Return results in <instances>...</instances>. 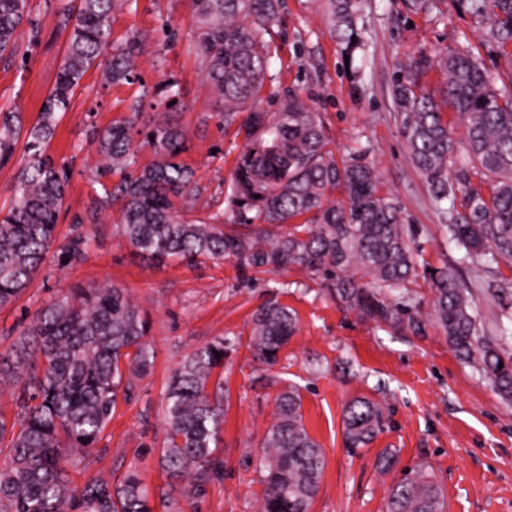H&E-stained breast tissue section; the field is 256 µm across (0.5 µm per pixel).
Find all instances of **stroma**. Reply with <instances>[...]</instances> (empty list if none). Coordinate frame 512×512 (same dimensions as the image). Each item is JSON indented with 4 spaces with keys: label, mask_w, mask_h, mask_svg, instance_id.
I'll return each instance as SVG.
<instances>
[{
    "label": "stroma",
    "mask_w": 512,
    "mask_h": 512,
    "mask_svg": "<svg viewBox=\"0 0 512 512\" xmlns=\"http://www.w3.org/2000/svg\"><path fill=\"white\" fill-rule=\"evenodd\" d=\"M30 4L37 37L20 35L17 53L0 59V111L18 113L28 128L65 55L58 16L75 9L78 0ZM359 26L364 47L349 60L331 32L325 0H282L261 106L275 110V97L293 89L322 112L337 151H365L384 189L399 201L421 265L442 268L459 253L442 231L444 214L409 160L391 90L398 61L454 45L460 33L471 32V21L452 10L447 22L433 24L409 17L395 0H365ZM192 28L191 0H134L114 12L115 44L136 32L148 41L138 80L106 87L99 68H91L46 144L47 153L70 172L59 233L76 229L87 235V257L66 269L45 266L15 304L0 309V352L9 348L13 331L59 290L107 279L127 288L147 315L156 361L152 374L137 382L132 400L118 404L97 446L104 478L115 479L139 464L153 501H160L167 486L157 468L165 382L184 356L225 336L236 348L224 361V476L207 486L197 512H256L262 492L259 442L275 410V374L300 387L304 423L325 453L311 512H385L389 488L421 462L443 488L446 512H512V403L456 356L434 324L420 335L377 327L322 295L297 269L264 275L249 286L230 259L159 263L133 252L111 211L96 212L102 188L92 178L97 157L89 147L91 130L131 116L147 124L150 100L174 82L181 99L173 117L186 133L181 159L195 169L203 189L199 214L216 223L227 220L242 143L224 132L200 76ZM77 215L84 224L73 225ZM464 278L481 326L497 334L502 302L488 292L477 269L466 268ZM273 295L296 311L299 331L270 371L253 361L247 343L252 313ZM356 396L387 402L390 414L370 447L353 453L343 445L342 413ZM390 448L397 460L384 471L377 461Z\"/></svg>",
    "instance_id": "1"
}]
</instances>
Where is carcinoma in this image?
<instances>
[{"label":"carcinoma","instance_id":"cac0c4a2","mask_svg":"<svg viewBox=\"0 0 512 512\" xmlns=\"http://www.w3.org/2000/svg\"><path fill=\"white\" fill-rule=\"evenodd\" d=\"M131 0H79L61 13L66 51L39 121L23 130L19 116L0 113V163L26 137L14 203L0 212V308L16 303L52 260L64 269L86 257L81 233L55 246L70 173L45 154L57 113L69 110L86 72L103 65L107 83L137 76L146 39L134 35L103 59L114 11ZM332 31L348 56L361 48L357 21L363 0H326ZM406 13L443 23L451 4L468 16L482 42L512 62V0H396ZM192 47L201 76L224 117V129L243 141L230 186L231 216L214 224L194 215L201 196L195 170L180 159L184 129L168 103L180 96L166 86L144 129L115 121L94 141L97 182L116 172L97 207L119 205L117 226L140 255L188 265L232 259L246 281L298 268L319 292L365 321L420 334L441 328L460 360L474 365L502 399L512 402V348L478 327L473 295L459 277L468 264L491 275L512 264V70L488 69L469 41L398 63L392 85L400 135L436 204L460 206L445 225L463 251L457 264L430 273L433 297L421 310L410 285L417 260L402 211L382 190L375 168L361 154L337 158L321 113L300 95L258 108L271 66L268 37L280 0H191ZM29 0H0V58L13 55ZM432 71L441 87L430 90ZM464 128L456 138L455 128ZM150 146L155 162L141 166L133 134ZM298 331L294 310L270 298L252 315L247 349L272 368ZM148 321L128 290L110 281L74 286L38 309L0 355V385L19 388V411L0 412V512H154L138 466L117 481L95 471L96 448L112 422L118 394L131 399L135 382L154 367ZM222 337L194 350L169 374L162 408L164 438L158 466L169 486L188 480L190 504L224 474L219 448L224 425ZM221 357H216V354ZM385 406L366 396L343 410L344 446L368 447L384 430ZM263 491L257 512H310L320 489L325 454L303 422L300 388L289 384L275 398L273 421L260 442ZM83 476L76 484L71 471ZM386 512H445V496L429 468L419 465L393 485Z\"/></svg>","mask_w":512,"mask_h":512}]
</instances>
